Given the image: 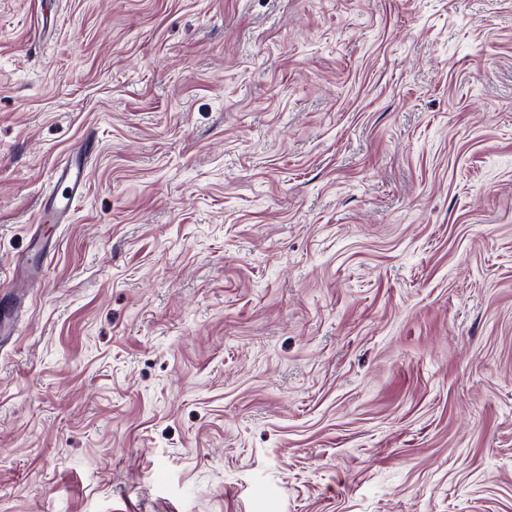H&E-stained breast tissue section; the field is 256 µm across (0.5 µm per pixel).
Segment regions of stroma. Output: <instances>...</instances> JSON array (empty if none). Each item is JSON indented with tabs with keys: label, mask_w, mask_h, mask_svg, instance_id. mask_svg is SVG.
I'll return each mask as SVG.
<instances>
[{
	"label": "stroma",
	"mask_w": 512,
	"mask_h": 512,
	"mask_svg": "<svg viewBox=\"0 0 512 512\" xmlns=\"http://www.w3.org/2000/svg\"><path fill=\"white\" fill-rule=\"evenodd\" d=\"M0 512H512V0H0ZM96 140L88 136L84 144L61 162L50 175V187L39 204L37 229L29 238V258L41 257L49 251L45 224H66L74 204L80 200L88 181V158L93 154ZM38 231L40 233H38Z\"/></svg>",
	"instance_id": "stroma-1"
}]
</instances>
